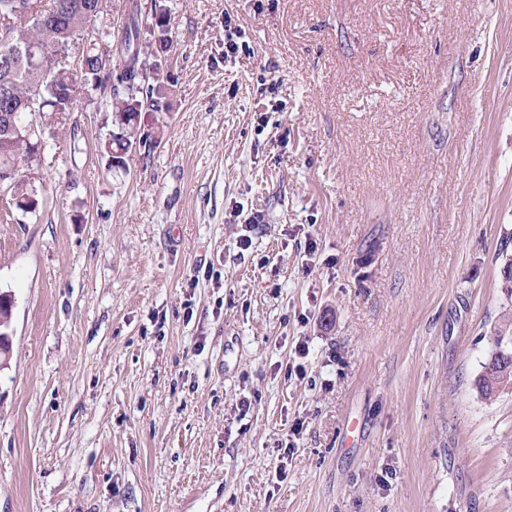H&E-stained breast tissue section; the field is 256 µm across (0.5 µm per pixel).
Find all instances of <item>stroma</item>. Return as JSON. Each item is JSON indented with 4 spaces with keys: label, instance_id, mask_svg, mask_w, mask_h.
<instances>
[{
    "label": "stroma",
    "instance_id": "35a3bbf8",
    "mask_svg": "<svg viewBox=\"0 0 512 512\" xmlns=\"http://www.w3.org/2000/svg\"><path fill=\"white\" fill-rule=\"evenodd\" d=\"M166 3L152 148L80 87L0 194V512H512V0ZM509 311L506 309L498 324L494 327L490 338L492 349L490 350L488 358L482 364V374L478 379L477 388L485 399H491L496 396L500 390L498 385L500 384L501 379L507 375L496 365H491L492 360L490 361V358L498 349L502 340L511 336L512 342V310L510 309Z\"/></svg>",
    "mask_w": 512,
    "mask_h": 512
}]
</instances>
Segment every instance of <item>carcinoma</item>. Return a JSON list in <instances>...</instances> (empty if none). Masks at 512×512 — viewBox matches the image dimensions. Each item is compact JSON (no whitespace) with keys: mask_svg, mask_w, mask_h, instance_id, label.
<instances>
[{"mask_svg":"<svg viewBox=\"0 0 512 512\" xmlns=\"http://www.w3.org/2000/svg\"><path fill=\"white\" fill-rule=\"evenodd\" d=\"M49 4L43 0H0V21L9 19L8 32L15 41L26 45L41 47H63L81 39L85 31L84 18L75 13L70 25L58 27L48 21ZM43 12L44 20L37 21L33 15ZM151 30L152 41L142 42L141 30ZM113 42L121 43L125 56L119 58L118 68L106 69L99 63L102 54L95 48L84 49L80 56L79 70L66 68L59 71L54 79H43L42 72L33 61L23 58L15 65L0 69V85L7 90V97L0 99V111H14L15 107L26 101L32 91L42 88L45 102L38 116L23 115L27 121L40 119L37 132L42 127H51L62 123L70 112L74 111L75 98L59 93L61 89H76L82 83L89 93L110 92L112 131L101 145L109 160L127 164V158L135 150V139L148 142L150 134L135 125L134 116L138 112H161L168 106L174 94L171 74L163 67L154 69L153 79L144 84L141 69L152 61L160 59L159 52L173 43L171 15L165 0H130L128 19L125 25L112 33ZM38 136L29 141H1L0 169H14V177L0 189L8 191L17 209L24 213L35 211L39 205V191L34 182L19 174V166L31 167L38 161L35 156ZM512 337V311L505 312L494 327L491 336L492 350H497L502 340ZM505 376L503 370L485 360L482 374L477 383L481 395L490 399L499 391L498 385Z\"/></svg>","mask_w":512,"mask_h":512,"instance_id":"carcinoma-1","label":"carcinoma"}]
</instances>
